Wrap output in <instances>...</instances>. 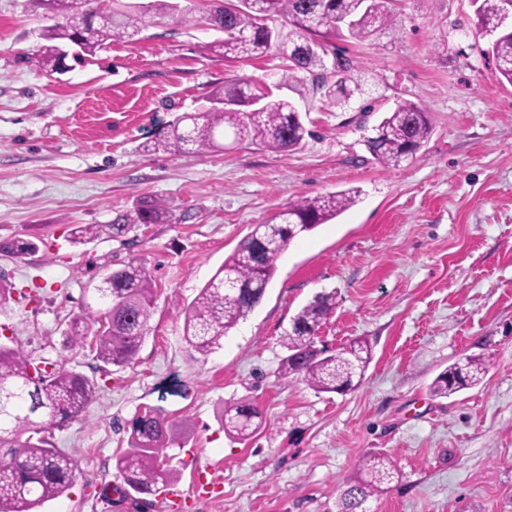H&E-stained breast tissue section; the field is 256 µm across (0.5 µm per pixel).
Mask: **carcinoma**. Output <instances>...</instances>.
<instances>
[{
  "instance_id": "carcinoma-1",
  "label": "carcinoma",
  "mask_w": 512,
  "mask_h": 512,
  "mask_svg": "<svg viewBox=\"0 0 512 512\" xmlns=\"http://www.w3.org/2000/svg\"><path fill=\"white\" fill-rule=\"evenodd\" d=\"M203 19L224 33L215 42L224 58L240 61L264 57L276 48L287 54L288 72L311 74L318 57L299 50L315 44L327 53L323 40L344 31L363 40L388 23L386 0H249L244 9L233 0H205ZM477 30L492 36L490 49L498 75L512 84V31L498 28L501 0H473ZM44 29L49 44L40 46L29 62L53 74L65 68L62 46L77 43L93 52L106 40L131 39L146 24L117 0H42ZM280 16L289 30L270 28L265 20ZM236 142L248 141L276 152H288L308 134L300 113L285 99H274L260 83L243 76L224 81L209 98V106L186 112L157 132L154 148L167 152L192 150L211 153L224 149L226 131ZM366 137L364 145L378 163L397 166L418 151L432 132L429 113L411 101H402L387 113ZM360 192L301 197L289 202L267 222L256 224L200 289L184 311V339L207 356L222 347L224 336L261 303L276 271V260L293 239L334 219L353 206ZM172 220L158 201L142 202L117 215L109 224H79L72 232L75 244L89 243L104 234L121 232L128 224H156ZM32 239L0 242V251L17 255L37 252ZM153 280L135 259L108 274L97 288L100 308L82 311L69 323L74 346H90L98 361L118 368L137 363L148 334ZM336 307V292H320L291 320L283 336L287 354L280 378L301 381L317 392L344 393L361 382L369 363L367 347L353 344L337 353L316 346L321 321ZM490 366L485 357H464L446 367L432 381L430 393L446 397L479 384ZM96 383L65 366L46 372L22 350L0 343V512H37L63 495L77 478L76 458L55 447L54 431L83 419L96 394ZM224 433L246 441L263 426L258 406L248 398L224 404L219 415ZM173 423L161 408L147 407L131 420L127 448L115 456L123 485L113 491L135 504L147 503L175 480L164 450L173 443ZM360 476L340 494L338 512H367L365 504L400 478V471L381 453L366 455Z\"/></svg>"
}]
</instances>
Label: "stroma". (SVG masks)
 Returning <instances> with one entry per match:
<instances>
[{
  "label": "stroma",
  "mask_w": 512,
  "mask_h": 512,
  "mask_svg": "<svg viewBox=\"0 0 512 512\" xmlns=\"http://www.w3.org/2000/svg\"><path fill=\"white\" fill-rule=\"evenodd\" d=\"M392 20L358 41L328 42L362 86L348 103L288 75L280 53L225 62L217 31L169 17L46 75L28 56L47 21L36 0H0V240L39 237L37 253H0V337L35 363L97 386L83 420L55 431L74 454V486L39 512H138L115 504L113 457L124 424L159 405L179 422L166 455L185 492L180 512H337L363 456L381 452L401 482L370 512H512V85L497 77L473 0H391ZM247 75L290 100L309 131L274 152L153 149L156 129ZM430 112L433 132L386 168L364 146L398 102ZM351 188L356 205L302 233L278 258L262 303L201 356L184 340V310L253 225L297 196ZM143 200L173 222L131 224L72 243L77 224H106ZM138 259L154 281L149 333L133 366L107 369L72 346L69 322L112 270ZM337 304L318 332L335 350L371 349L362 382L319 393L279 378L282 337L321 291ZM483 355L474 388L428 387L449 364ZM247 397L266 428L231 441L217 415ZM218 489L197 492L187 456Z\"/></svg>",
  "instance_id": "stroma-1"
}]
</instances>
